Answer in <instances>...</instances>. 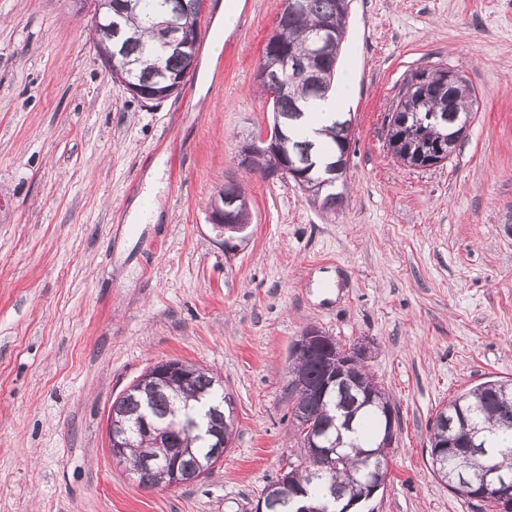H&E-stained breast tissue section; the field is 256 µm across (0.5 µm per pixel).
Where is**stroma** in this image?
Instances as JSON below:
<instances>
[{"mask_svg":"<svg viewBox=\"0 0 512 512\" xmlns=\"http://www.w3.org/2000/svg\"><path fill=\"white\" fill-rule=\"evenodd\" d=\"M236 2L250 26L224 32L222 0H204L195 77L144 101L108 75L74 0H0V512H255L298 450L284 383L310 327L371 342L398 410L363 512H481L434 474L430 433L452 399L512 378V0H351L334 212L239 163L273 121L255 76L285 0ZM435 64L479 109L447 163L410 168L385 117ZM154 172L158 219L129 223ZM228 181L250 212L230 253L207 212ZM171 359L222 379L236 434L207 476L152 490L113 461L107 417Z\"/></svg>","mask_w":512,"mask_h":512,"instance_id":"35a3bbf8","label":"stroma"}]
</instances>
